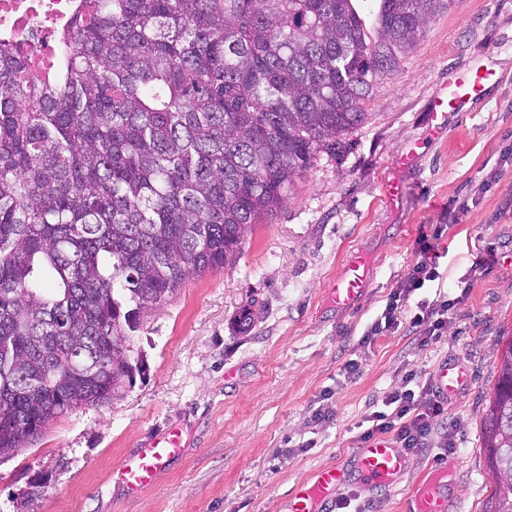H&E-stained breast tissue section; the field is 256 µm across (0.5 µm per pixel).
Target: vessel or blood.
I'll use <instances>...</instances> for the list:
<instances>
[{"label":"vessel or blood","instance_id":"obj_1","mask_svg":"<svg viewBox=\"0 0 512 512\" xmlns=\"http://www.w3.org/2000/svg\"><path fill=\"white\" fill-rule=\"evenodd\" d=\"M485 77L479 73H463L454 81L440 85L430 102L432 117L444 124L449 113L466 111L471 100L481 95ZM366 288V274L362 261L351 258L345 264L330 290L336 306L356 305ZM468 381L466 370L458 364L440 362L434 369L433 382L445 397H453ZM183 449L180 428L153 439L128 456L120 469L121 482L128 493L135 494L151 485L158 472ZM407 466L406 457L393 443L383 437L363 442L357 448L352 470L333 465L319 466L311 482L297 488L289 501V512H333L337 490L349 480L379 491L395 488L398 477ZM417 512H447L448 501L438 489L425 487L415 496Z\"/></svg>","mask_w":512,"mask_h":512}]
</instances>
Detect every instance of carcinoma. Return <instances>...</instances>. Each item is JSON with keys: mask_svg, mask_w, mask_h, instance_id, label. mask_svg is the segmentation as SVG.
I'll return each mask as SVG.
<instances>
[{"mask_svg": "<svg viewBox=\"0 0 512 512\" xmlns=\"http://www.w3.org/2000/svg\"><path fill=\"white\" fill-rule=\"evenodd\" d=\"M455 0H81L33 75L0 42V448L110 401L140 316L234 261ZM481 439L512 512V340Z\"/></svg>", "mask_w": 512, "mask_h": 512, "instance_id": "1", "label": "carcinoma"}]
</instances>
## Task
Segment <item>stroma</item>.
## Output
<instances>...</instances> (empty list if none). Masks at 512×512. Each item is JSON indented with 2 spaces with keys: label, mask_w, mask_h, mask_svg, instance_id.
<instances>
[{
  "label": "stroma",
  "mask_w": 512,
  "mask_h": 512,
  "mask_svg": "<svg viewBox=\"0 0 512 512\" xmlns=\"http://www.w3.org/2000/svg\"><path fill=\"white\" fill-rule=\"evenodd\" d=\"M477 68L491 73L482 95L434 132L427 104L437 87ZM369 110L349 151L298 179L235 262L141 316L130 385L53 419L0 460V512H288L290 492L319 466L351 463L366 417L408 370L427 380L443 359L470 374L448 401L454 450L409 457L390 492L353 482L342 491L367 512H403L407 494L434 485L448 512H482L494 486L482 415L498 339L512 336V0H458L438 12ZM412 148L413 165L398 169ZM391 180L400 184L394 202L384 195ZM436 224L447 228L441 279L417 296L460 297L447 335L425 346L399 332L362 343ZM353 256L367 288L341 309L328 292ZM247 307L254 322L243 330ZM350 360L360 366L352 379ZM173 426L184 430L182 456L129 496L124 459Z\"/></svg>",
  "instance_id": "1"
}]
</instances>
